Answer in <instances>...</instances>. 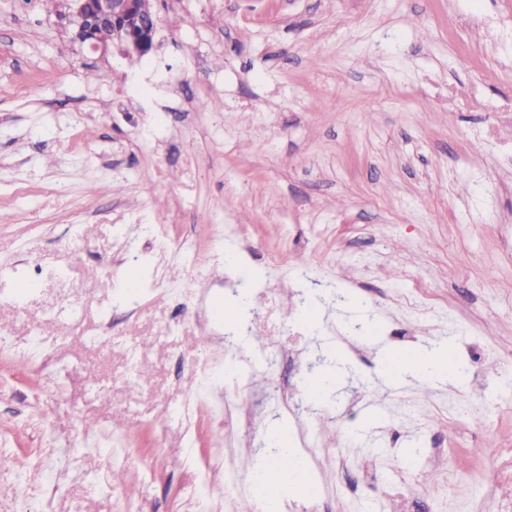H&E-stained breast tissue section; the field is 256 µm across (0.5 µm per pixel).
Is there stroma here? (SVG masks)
Instances as JSON below:
<instances>
[{
	"instance_id": "1",
	"label": "stroma",
	"mask_w": 512,
	"mask_h": 512,
	"mask_svg": "<svg viewBox=\"0 0 512 512\" xmlns=\"http://www.w3.org/2000/svg\"><path fill=\"white\" fill-rule=\"evenodd\" d=\"M163 3L94 82L0 0V512H260L274 425L284 512H512V0ZM390 371L397 375L413 373L421 377L448 378L451 383L462 382L464 376L455 356H449L446 346L428 350L411 348L392 359ZM279 446L288 448V456L257 471L258 484L267 489L269 501L276 502L274 511H282L285 501L302 493L312 481L311 473L302 465L304 460L300 449L288 442Z\"/></svg>"
}]
</instances>
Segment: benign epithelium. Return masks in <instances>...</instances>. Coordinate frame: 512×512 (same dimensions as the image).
Wrapping results in <instances>:
<instances>
[{"instance_id": "7a95c632", "label": "benign epithelium", "mask_w": 512, "mask_h": 512, "mask_svg": "<svg viewBox=\"0 0 512 512\" xmlns=\"http://www.w3.org/2000/svg\"><path fill=\"white\" fill-rule=\"evenodd\" d=\"M60 27L82 52L104 59L116 50L125 58L146 57L156 50L160 19L146 13L139 0H62ZM111 32L109 40L99 30Z\"/></svg>"}]
</instances>
